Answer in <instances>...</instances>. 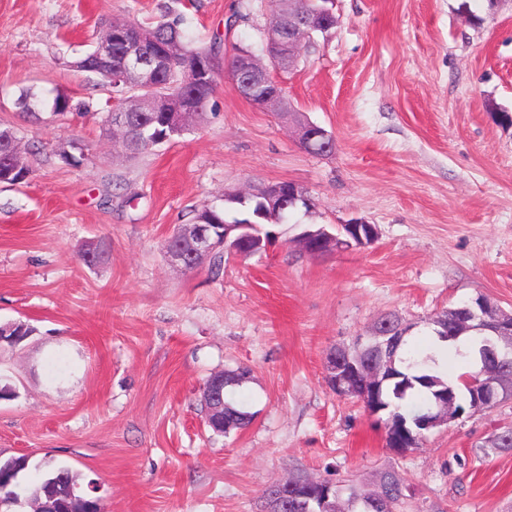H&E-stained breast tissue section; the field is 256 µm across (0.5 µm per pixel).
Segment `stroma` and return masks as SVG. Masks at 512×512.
<instances>
[{
	"label": "stroma",
	"mask_w": 512,
	"mask_h": 512,
	"mask_svg": "<svg viewBox=\"0 0 512 512\" xmlns=\"http://www.w3.org/2000/svg\"><path fill=\"white\" fill-rule=\"evenodd\" d=\"M192 37L262 53L271 0H0V123L19 128L29 178L0 184V322L35 328L0 350V454L51 459L99 484L105 512H263L294 473L371 484L394 470L407 512H512V449L477 447L512 428V400L388 448L376 417L327 384L325 356L394 312L429 348L432 321L485 296L512 311V0H336L338 24L282 74L292 111L332 133L308 153L292 125L220 79L199 127L124 159L95 115L35 121L8 101L38 81L98 102L72 68L113 20L161 6ZM241 19L225 23L233 13ZM72 141L84 160L60 162ZM289 181L309 208L251 258L178 269L161 244L225 189ZM376 241L313 257L297 235L352 218ZM104 243L90 265L83 253ZM248 368L236 397L253 415L218 436L200 412L208 376Z\"/></svg>",
	"instance_id": "1"
}]
</instances>
